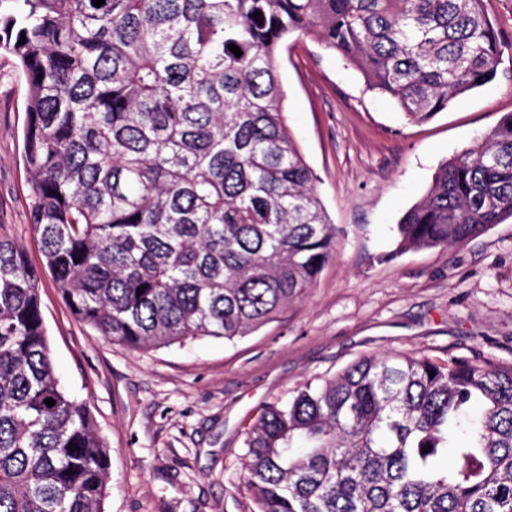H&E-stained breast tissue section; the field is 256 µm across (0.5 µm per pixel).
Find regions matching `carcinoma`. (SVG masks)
Instances as JSON below:
<instances>
[{
	"mask_svg": "<svg viewBox=\"0 0 512 512\" xmlns=\"http://www.w3.org/2000/svg\"><path fill=\"white\" fill-rule=\"evenodd\" d=\"M292 34L416 123L505 47L484 0H7L30 221L79 321L132 349L232 342L313 285L336 227L285 120ZM507 217L512 113L440 165L397 249ZM37 279L0 240V512H102L109 455L54 372ZM246 446L259 512H512V364L365 356L267 405Z\"/></svg>",
	"mask_w": 512,
	"mask_h": 512,
	"instance_id": "carcinoma-1",
	"label": "carcinoma"
}]
</instances>
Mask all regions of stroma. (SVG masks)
I'll return each mask as SVG.
<instances>
[{
	"mask_svg": "<svg viewBox=\"0 0 512 512\" xmlns=\"http://www.w3.org/2000/svg\"><path fill=\"white\" fill-rule=\"evenodd\" d=\"M486 7L509 45L496 77L422 124L338 52L289 37L278 59L288 127L320 178L335 250L301 300L232 343L132 350L75 319L41 270L22 162L27 85L0 54V239L39 270L56 374L106 442L105 512H255L245 440L262 406L362 356L512 364V218L458 245L396 250L399 219L441 163L512 113V0Z\"/></svg>",
	"mask_w": 512,
	"mask_h": 512,
	"instance_id": "35a3bbf8",
	"label": "stroma"
}]
</instances>
